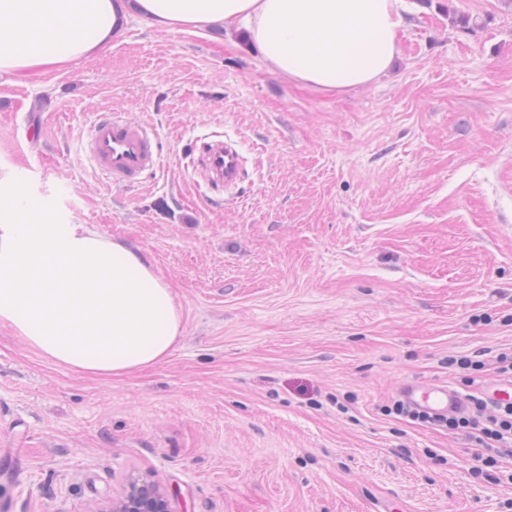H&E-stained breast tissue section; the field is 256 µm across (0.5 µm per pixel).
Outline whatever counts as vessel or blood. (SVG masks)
Returning a JSON list of instances; mask_svg holds the SVG:
<instances>
[{"instance_id": "obj_1", "label": "vessel or blood", "mask_w": 512, "mask_h": 512, "mask_svg": "<svg viewBox=\"0 0 512 512\" xmlns=\"http://www.w3.org/2000/svg\"><path fill=\"white\" fill-rule=\"evenodd\" d=\"M87 147L95 169L115 185L141 181L157 169L161 159L154 133L141 124L113 114L94 124ZM202 163L225 189L235 188L241 179L243 159L231 143L210 144ZM397 394L436 418L463 412L468 405L464 396L445 383L404 382L398 386Z\"/></svg>"}]
</instances>
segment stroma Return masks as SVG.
I'll return each instance as SVG.
<instances>
[{"mask_svg":"<svg viewBox=\"0 0 512 512\" xmlns=\"http://www.w3.org/2000/svg\"><path fill=\"white\" fill-rule=\"evenodd\" d=\"M111 113L158 138L140 183L82 149ZM226 137L232 195L196 162ZM4 174L125 241L182 318L165 361L108 378L0 324L10 512H95L138 477L173 512H508L461 436L382 407L405 381L464 390L446 358L512 347V0H419L359 89L293 83L243 33L133 21L44 80L0 75Z\"/></svg>","mask_w":512,"mask_h":512,"instance_id":"35a3bbf8","label":"stroma"}]
</instances>
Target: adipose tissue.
<instances>
[{"label": "adipose tissue", "instance_id": "obj_1", "mask_svg": "<svg viewBox=\"0 0 512 512\" xmlns=\"http://www.w3.org/2000/svg\"><path fill=\"white\" fill-rule=\"evenodd\" d=\"M407 0H0V74L30 80L100 53L137 16L169 30L246 29L273 71L355 88L389 70ZM0 322L73 372L121 376L164 361L181 320L170 288L123 242L56 224L0 178Z\"/></svg>", "mask_w": 512, "mask_h": 512}]
</instances>
